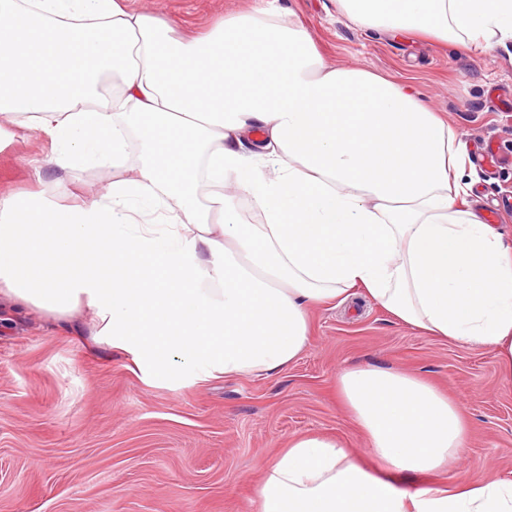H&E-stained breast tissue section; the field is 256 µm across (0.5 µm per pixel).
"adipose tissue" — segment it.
Returning <instances> with one entry per match:
<instances>
[{"label":"adipose tissue","mask_w":512,"mask_h":512,"mask_svg":"<svg viewBox=\"0 0 512 512\" xmlns=\"http://www.w3.org/2000/svg\"><path fill=\"white\" fill-rule=\"evenodd\" d=\"M336 3L398 39L468 50L512 34V0ZM0 115L50 135L44 166L128 171L81 206L0 196V297L91 311L146 384L272 374L308 347L313 306L358 292L423 335L491 348L512 380V232L475 211L452 124L327 63L265 0L192 38L128 0H0ZM336 393L376 469L295 436L264 465L257 512H512V481L386 479L463 457L447 394L372 363L339 369Z\"/></svg>","instance_id":"ef3b65f1"}]
</instances>
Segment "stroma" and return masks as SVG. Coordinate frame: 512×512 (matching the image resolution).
I'll return each instance as SVG.
<instances>
[{
	"mask_svg": "<svg viewBox=\"0 0 512 512\" xmlns=\"http://www.w3.org/2000/svg\"><path fill=\"white\" fill-rule=\"evenodd\" d=\"M248 2L131 0L184 33ZM274 5L301 19L328 61L400 82L450 116L478 212L512 201V164L492 168L480 156L489 144L512 155L511 38L462 51L361 29L336 0ZM0 128L13 133L0 149L1 195L42 190L61 205L87 204L124 176L36 167L49 136L1 117ZM58 181L64 191H53ZM96 332L85 311L58 321L0 301V512H253L262 466L293 435L337 437L367 459L335 385L337 370L367 362L419 374L460 405L468 454L443 483L512 481V382L501 380L493 353L420 335L371 301L313 309L311 342L285 369L186 386L145 384Z\"/></svg>",
	"mask_w": 512,
	"mask_h": 512,
	"instance_id": "obj_1",
	"label": "stroma"
}]
</instances>
